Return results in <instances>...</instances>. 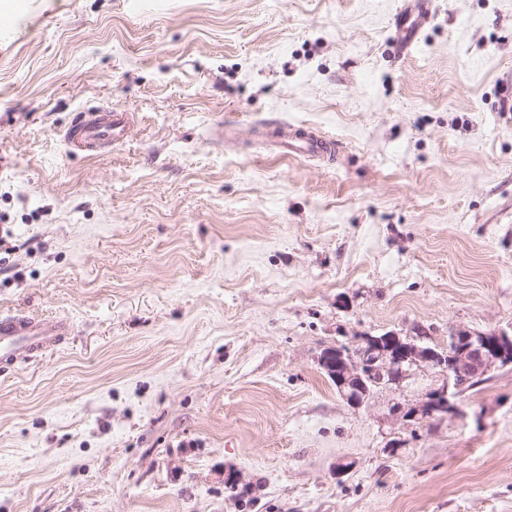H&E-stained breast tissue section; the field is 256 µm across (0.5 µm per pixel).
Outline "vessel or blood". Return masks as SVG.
<instances>
[{"label": "vessel or blood", "mask_w": 512, "mask_h": 512, "mask_svg": "<svg viewBox=\"0 0 512 512\" xmlns=\"http://www.w3.org/2000/svg\"><path fill=\"white\" fill-rule=\"evenodd\" d=\"M431 0H405L391 20V46L395 57H404L422 28L432 22ZM135 123L133 113L109 107H90L76 112L64 132L69 153L96 152L123 142ZM272 137L286 154L325 157L334 146L312 130L293 124L277 125ZM69 321L34 316L23 311H0V368H11L23 358L54 351L71 334Z\"/></svg>", "instance_id": "obj_1"}]
</instances>
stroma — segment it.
I'll return each instance as SVG.
<instances>
[{
    "mask_svg": "<svg viewBox=\"0 0 512 512\" xmlns=\"http://www.w3.org/2000/svg\"><path fill=\"white\" fill-rule=\"evenodd\" d=\"M8 0L0 309L73 322L0 372V512H512V365L416 420L318 364L512 329V0ZM128 138L67 153L88 106ZM302 125L335 158L268 135ZM391 20L393 36L391 46L396 58L404 57L417 41L422 28L434 20L432 1L405 0Z\"/></svg>",
    "mask_w": 512,
    "mask_h": 512,
    "instance_id": "obj_1",
    "label": "stroma"
}]
</instances>
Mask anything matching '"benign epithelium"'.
Returning a JSON list of instances; mask_svg holds the SVG:
<instances>
[{
	"label": "benign epithelium",
	"instance_id": "benign-epithelium-1",
	"mask_svg": "<svg viewBox=\"0 0 512 512\" xmlns=\"http://www.w3.org/2000/svg\"><path fill=\"white\" fill-rule=\"evenodd\" d=\"M318 363L329 374L340 395L359 409L370 396V372H376L378 386L398 388L428 367L441 377V383L427 390L418 406L409 410L396 403L392 415L407 418L432 415L436 411L455 409L453 399L471 379L484 376L492 367L512 363V335L505 330L473 333L452 329L448 343L431 346L424 337L402 336L387 332L380 336H363L357 349L336 346L324 350Z\"/></svg>",
	"mask_w": 512,
	"mask_h": 512
}]
</instances>
